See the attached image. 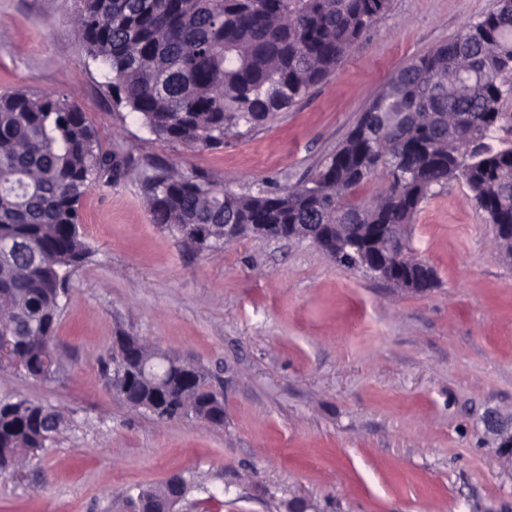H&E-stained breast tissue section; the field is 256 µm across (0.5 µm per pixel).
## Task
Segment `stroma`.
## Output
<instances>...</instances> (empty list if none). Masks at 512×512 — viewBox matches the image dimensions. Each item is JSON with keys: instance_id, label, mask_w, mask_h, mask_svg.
Here are the masks:
<instances>
[{"instance_id": "obj_1", "label": "stroma", "mask_w": 512, "mask_h": 512, "mask_svg": "<svg viewBox=\"0 0 512 512\" xmlns=\"http://www.w3.org/2000/svg\"><path fill=\"white\" fill-rule=\"evenodd\" d=\"M497 7L392 0L336 70L219 148L159 141L116 108L74 37L76 0H0V91L77 102L104 149L180 163L239 193L303 181L387 80ZM462 183L435 187L408 227L435 288L406 293L306 240L248 236L201 250L154 224L142 176L90 190L87 261L61 311L59 367L0 371V400L61 412L67 429L18 475L0 512H127L125 497L181 475L183 512H512V469L482 418L512 415V261ZM208 369L224 425L131 409L106 372L118 331Z\"/></svg>"}]
</instances>
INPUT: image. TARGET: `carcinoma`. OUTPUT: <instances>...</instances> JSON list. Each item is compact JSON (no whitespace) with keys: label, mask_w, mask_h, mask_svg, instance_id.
I'll return each instance as SVG.
<instances>
[{"label":"carcinoma","mask_w":512,"mask_h":512,"mask_svg":"<svg viewBox=\"0 0 512 512\" xmlns=\"http://www.w3.org/2000/svg\"><path fill=\"white\" fill-rule=\"evenodd\" d=\"M391 0H83L73 27L103 69L114 104L140 115L159 140L217 148L281 112L328 77ZM512 0L468 22L448 42L390 77L346 140L306 182L255 195L178 163L152 165L143 189L153 221L194 245L261 234L264 224H319L320 250L357 254L383 244L394 287L423 292L434 270L413 256L407 226L436 186L462 182L512 249ZM134 170L124 149L102 151L96 128L65 97L0 93V346L36 380L58 367L61 297L88 259L79 205ZM382 187L370 199L359 190ZM111 350L112 391L160 420L224 423V395L208 370L136 338ZM63 416L27 399L0 401V475H15L48 448ZM168 484L139 490L157 508ZM135 497V498H137ZM135 498L128 499L133 507Z\"/></svg>","instance_id":"carcinoma-1"}]
</instances>
